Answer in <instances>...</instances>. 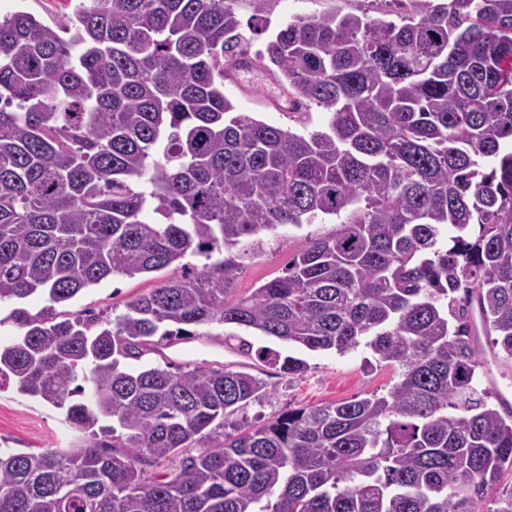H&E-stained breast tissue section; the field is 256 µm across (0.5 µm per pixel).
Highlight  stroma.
<instances>
[{"mask_svg": "<svg viewBox=\"0 0 512 512\" xmlns=\"http://www.w3.org/2000/svg\"><path fill=\"white\" fill-rule=\"evenodd\" d=\"M234 7L242 21L243 47L251 54L263 47L271 32L288 21L332 12H364L377 18L386 9L383 0H267L266 11L257 21L248 0H235ZM73 8V0H0L1 17L25 11L51 26L62 22ZM224 93L238 111L254 119L282 128L293 124L288 113L274 106L279 89L263 70L254 69L238 75L236 80L225 82ZM301 236V231L288 226L268 235L264 252L247 261L237 280L240 292H247L280 274L295 253ZM175 274V268L168 267L135 278L116 275L83 290L72 307L76 310L90 307L114 317L125 312L128 301L149 292L161 280ZM288 353L304 359L309 365L304 377L292 382L277 377L273 368H261L256 356H244L226 348L223 326L209 324L197 327L195 336L173 341L162 354H148L147 359L156 365L169 361L176 365L205 368L228 365L235 370L263 372L275 394L269 403L250 406L247 414L251 417L267 418L290 405L342 401L362 392L383 393L394 382L393 370L377 365L370 350L363 346L343 354L293 347ZM72 441L73 433L57 409L19 393L15 387L0 388V448L29 452L67 448Z\"/></svg>", "mask_w": 512, "mask_h": 512, "instance_id": "35a3bbf8", "label": "stroma"}]
</instances>
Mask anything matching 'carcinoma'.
<instances>
[{
  "mask_svg": "<svg viewBox=\"0 0 512 512\" xmlns=\"http://www.w3.org/2000/svg\"><path fill=\"white\" fill-rule=\"evenodd\" d=\"M389 2L394 20H292L254 57L224 0H77L67 40L0 19V387L76 436L0 449V512H512V488L482 508L512 474V405L482 387L475 327L512 360V0ZM245 62L325 128L235 111ZM327 219L237 294L261 234ZM172 265L113 319L67 310ZM213 323L290 381L307 362L241 332L364 339L397 381L251 422L263 378L142 361Z\"/></svg>",
  "mask_w": 512,
  "mask_h": 512,
  "instance_id": "obj_1",
  "label": "carcinoma"
}]
</instances>
